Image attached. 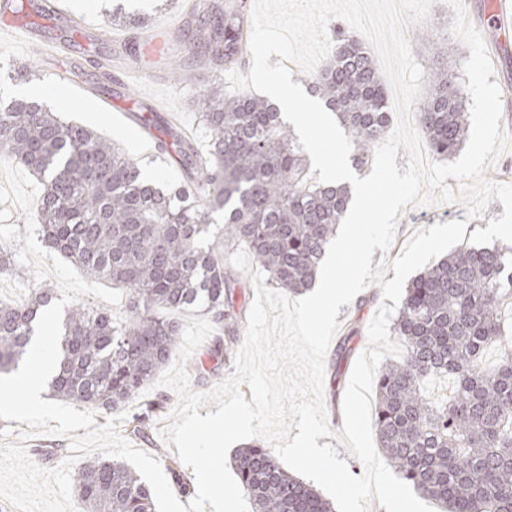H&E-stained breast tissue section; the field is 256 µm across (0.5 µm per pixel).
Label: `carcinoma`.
Instances as JSON below:
<instances>
[{"label": "carcinoma", "mask_w": 512, "mask_h": 512, "mask_svg": "<svg viewBox=\"0 0 512 512\" xmlns=\"http://www.w3.org/2000/svg\"><path fill=\"white\" fill-rule=\"evenodd\" d=\"M244 4H208L188 26L185 51L208 69H179L198 87L211 151L169 128L175 160L190 185L164 192L116 144L31 99L0 100V155L43 184L36 232L93 282L127 294V319L73 304L62 319L52 396L112 413L150 383L176 351L181 328L169 313L200 308L218 323L231 317L239 275L204 245L213 214L224 211V249L244 246L288 293L307 290L346 216L345 185L311 183L310 158L278 109L259 97H231L213 72L240 62L247 44ZM438 67L417 112L439 158L455 155L468 133L463 89L448 39L430 28ZM350 137L362 165L389 120L376 62L353 31H336V51L310 81ZM512 298V247L458 248L407 287L392 327L404 346L375 381L376 433L384 460L445 512H512V342L500 307ZM54 290L35 286L17 305L0 303V375L17 370ZM498 358L488 362V352ZM448 380L442 401L425 382ZM166 404L133 414L146 434ZM234 468L251 512H334L313 484L283 469L267 448L237 451ZM87 512H158L151 489L119 460L93 459L74 478Z\"/></svg>", "instance_id": "1"}]
</instances>
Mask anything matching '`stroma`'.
Here are the masks:
<instances>
[{
  "label": "stroma",
  "mask_w": 512,
  "mask_h": 512,
  "mask_svg": "<svg viewBox=\"0 0 512 512\" xmlns=\"http://www.w3.org/2000/svg\"><path fill=\"white\" fill-rule=\"evenodd\" d=\"M466 16L482 35L485 45L502 43L503 48L493 64L494 76L502 93L501 128L512 133V32L501 33L489 24L486 12L488 0H463ZM61 15L51 13L42 17L28 16L14 19L10 35L0 38V98L14 97L41 99L45 107L61 113L68 120L97 130L102 136L118 142L141 168L158 171L161 188L170 190L183 184L184 169L174 160L155 158L147 147L148 136L140 127L113 121L114 112L124 109L137 116L151 112L154 103L167 106L163 119L177 132L187 133L200 155L209 153V134L199 121L195 86L178 81L176 62L187 68H200L199 59L184 52L183 29L188 21L180 6L157 13L145 27V34H159L164 49L156 61H149L144 53L143 40L133 42L132 51H125L120 37L121 26L104 25L100 16V0H59ZM454 11L448 0H431L425 23L412 26L406 36L416 62L423 73H431L436 66V56L430 46L428 23H435L448 36L451 55L456 67H463L470 57L469 49L451 33ZM55 42L57 55L47 59L32 45V38ZM57 62L67 73L62 82H54L48 74L50 62ZM30 64L35 77L16 82L13 78L16 63ZM55 86L58 97H43L39 91L45 86ZM504 212L500 201H491L479 218L470 220L461 203L453 202L432 207H406L398 219L395 240L388 251H375L372 260L391 263L397 258L407 238L419 228L452 220L466 221L467 232L487 228L490 219L499 218ZM236 317L215 325L212 334L194 351L187 362L191 388L207 392L214 385L232 374V362L212 356L216 346L239 349L244 342L249 312L255 300V288L248 274H241L235 290ZM382 303L379 284L373 283L357 294L350 304L341 306L337 316L339 328L325 359L326 378L335 379V386L324 389V400L330 428L333 432L329 443L335 446L340 459L346 460L354 476H361L362 463L342 446L337 434L343 426L342 400L357 357L367 348L368 325ZM164 399L167 411L152 424L148 437L130 436L126 423H119L121 436L160 461L168 464L176 459V446L168 444L160 431L168 424V412L177 404L176 394L167 388L144 387L127 405V412H134L142 404ZM24 442L30 459L45 469L59 466L71 454L67 437L39 433L29 434L27 424L0 419V445Z\"/></svg>",
  "instance_id": "stroma-1"
}]
</instances>
